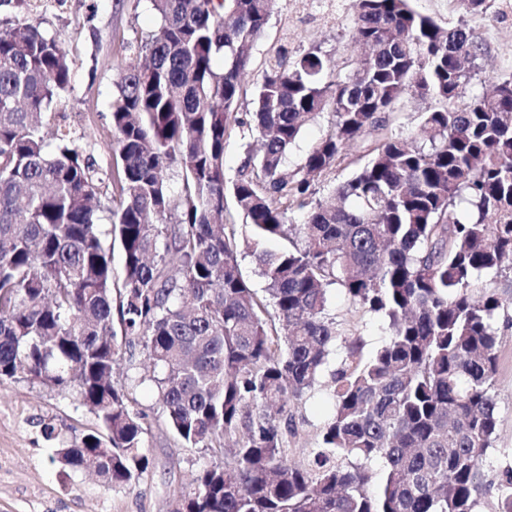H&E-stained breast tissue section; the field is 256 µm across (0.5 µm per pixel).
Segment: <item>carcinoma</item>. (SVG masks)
I'll return each mask as SVG.
<instances>
[{"instance_id":"cac0c4a2","label":"carcinoma","mask_w":512,"mask_h":512,"mask_svg":"<svg viewBox=\"0 0 512 512\" xmlns=\"http://www.w3.org/2000/svg\"><path fill=\"white\" fill-rule=\"evenodd\" d=\"M150 2L147 62L118 70L112 98L118 280L99 230L104 179L66 127L54 144L42 131L70 83L67 54L37 23L0 27V378L74 388L98 421L74 443L44 424L51 462L111 490L146 471L141 414L112 381L136 339L173 434L215 454L234 445L197 470L178 512H478L500 303L473 285L512 271V77L471 95L459 57L484 53L471 29L411 0H351V43L375 56L278 48L246 125L241 76L275 0ZM409 97L432 101L418 141L390 129ZM325 112L330 129L288 168ZM244 126L261 151L245 149L229 181L224 153ZM367 130L379 137L359 141ZM357 142L366 161L331 201L315 198ZM227 191L255 238L287 242L256 254L266 303L240 270ZM333 288L386 320L371 355L331 314ZM331 357L320 447L293 463L291 403ZM494 512H512L511 467ZM331 116L329 113H323L313 121L308 122L296 143L289 152L288 161L290 165L299 163L310 146L322 137L329 129Z\"/></svg>"}]
</instances>
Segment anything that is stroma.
Segmentation results:
<instances>
[{
	"label": "stroma",
	"instance_id": "obj_1",
	"mask_svg": "<svg viewBox=\"0 0 512 512\" xmlns=\"http://www.w3.org/2000/svg\"><path fill=\"white\" fill-rule=\"evenodd\" d=\"M419 12L439 24H464L481 39L484 54L477 65L474 91L487 82L512 75V0H492L488 10L467 14L454 0H412ZM350 0H276L273 16L252 50V62L242 76L245 90L238 115L248 118L252 99L271 45L287 40L304 53L320 45L339 58L352 34ZM38 23L67 54L71 79L52 110L62 125L103 173L114 165L111 102L118 67L142 62L143 41L154 34L159 20L149 0H0V25ZM330 309L350 322L361 336L365 353L387 338L380 317L355 312L344 294L331 290ZM495 389L498 424L494 449L483 463L487 482L497 483L512 466V329L500 330ZM151 367L141 344L124 347L113 376L144 415V446L149 466L133 486L104 491L88 477L60 475L50 465L51 444L41 433L52 422L67 439L95 430V416L79 405L74 391H48L36 383L0 379V512H172L180 491L197 469L212 462L211 452L183 445L168 428ZM330 401L319 394L295 406L296 434L288 445L294 462L310 459L319 444Z\"/></svg>",
	"mask_w": 512,
	"mask_h": 512
}]
</instances>
